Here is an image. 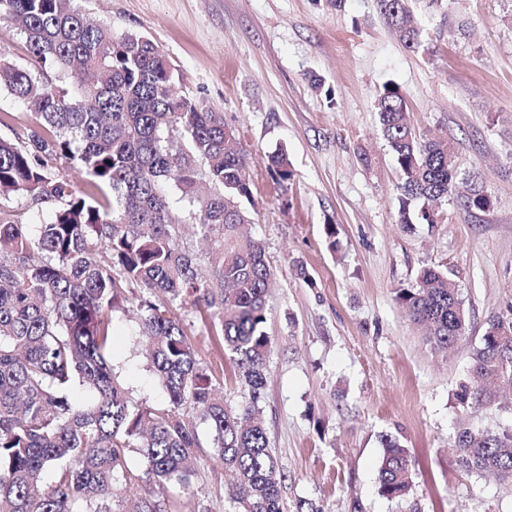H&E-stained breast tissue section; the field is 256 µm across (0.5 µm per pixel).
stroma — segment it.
I'll return each mask as SVG.
<instances>
[{
  "label": "stroma",
  "instance_id": "1",
  "mask_svg": "<svg viewBox=\"0 0 512 512\" xmlns=\"http://www.w3.org/2000/svg\"><path fill=\"white\" fill-rule=\"evenodd\" d=\"M114 32L135 30L167 55L183 92L223 113L249 159L253 237L274 286L272 341L260 401L287 512H512V488L463 471L452 447L454 391L492 316L512 310V0H411L419 34L406 46L377 0H75ZM396 84L418 135L445 136L484 210L449 199L436 221L397 222L399 171L377 102ZM34 114L0 90V139H24ZM286 150L293 175L268 158ZM335 235H328V228ZM458 285L466 339L439 351L395 292L423 268ZM224 394L249 401L209 315L175 311ZM112 364L130 398L166 394L129 343L136 313L114 319ZM390 435L409 449L413 488L381 496L377 466ZM182 512H224L225 473L201 449Z\"/></svg>",
  "mask_w": 512,
  "mask_h": 512
}]
</instances>
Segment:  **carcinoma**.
<instances>
[{"mask_svg":"<svg viewBox=\"0 0 512 512\" xmlns=\"http://www.w3.org/2000/svg\"><path fill=\"white\" fill-rule=\"evenodd\" d=\"M379 5L414 43L406 0ZM0 20L19 23L33 61L22 68L1 52L0 89L37 120L26 140H0V512H112L120 497L131 501L128 512H160L157 497L192 487L198 474L196 415L224 460V512H284L286 475L258 406L272 352L265 331L272 273L261 241L238 233L250 222L248 161L225 139L224 115L182 92L148 36L89 23L73 0H0ZM50 72L78 74L80 84L65 86ZM378 112L400 173L398 223H435L424 202L455 194L453 146L416 135L395 85L384 87ZM53 156L78 166L86 191L49 166ZM269 164L280 180L291 178L287 151L270 155ZM201 182L215 191L198 194ZM167 185L203 236H220L208 280L199 276L197 257L176 245ZM19 198L59 207L50 222L30 229L12 206ZM463 205L484 210L490 200L473 190ZM136 288L141 326L132 350L147 358L166 391L164 409L132 402L113 374L114 313ZM188 297L204 299L238 367L250 397L239 411L217 397L173 313ZM397 299L437 348L464 339L458 288L447 274L425 268ZM76 383L92 394L88 402L70 399ZM499 387L512 388V310L489 321L455 398L473 413L494 404ZM452 447L466 471L492 472L512 487V426L463 424ZM131 451L144 461L141 475L128 467ZM412 486L409 449L384 437L379 493L403 500Z\"/></svg>","mask_w":512,"mask_h":512,"instance_id":"cac0c4a2","label":"carcinoma"}]
</instances>
